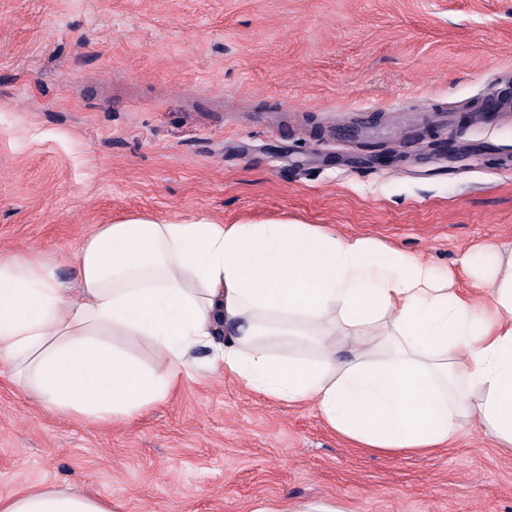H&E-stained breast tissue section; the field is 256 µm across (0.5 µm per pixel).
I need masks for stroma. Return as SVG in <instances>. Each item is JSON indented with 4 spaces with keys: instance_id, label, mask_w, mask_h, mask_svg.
<instances>
[{
    "instance_id": "stroma-1",
    "label": "stroma",
    "mask_w": 512,
    "mask_h": 512,
    "mask_svg": "<svg viewBox=\"0 0 512 512\" xmlns=\"http://www.w3.org/2000/svg\"><path fill=\"white\" fill-rule=\"evenodd\" d=\"M512 0H0V250L73 260L130 216L319 224L412 253L512 243ZM467 146L448 159L443 142ZM128 422L46 410L0 367V497L70 483L116 512H512L477 417L425 454L357 448L314 403L207 368Z\"/></svg>"
}]
</instances>
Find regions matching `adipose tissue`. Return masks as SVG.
I'll return each instance as SVG.
<instances>
[{
	"label": "adipose tissue",
	"mask_w": 512,
	"mask_h": 512,
	"mask_svg": "<svg viewBox=\"0 0 512 512\" xmlns=\"http://www.w3.org/2000/svg\"><path fill=\"white\" fill-rule=\"evenodd\" d=\"M459 262L487 305L409 253L314 224L128 218L82 240L74 289L53 260L0 252V366L47 410L111 423L166 398L207 348L270 400H314L361 448L426 453L472 414L512 448V246ZM0 512L112 504L65 485L0 497Z\"/></svg>",
	"instance_id": "1"
}]
</instances>
